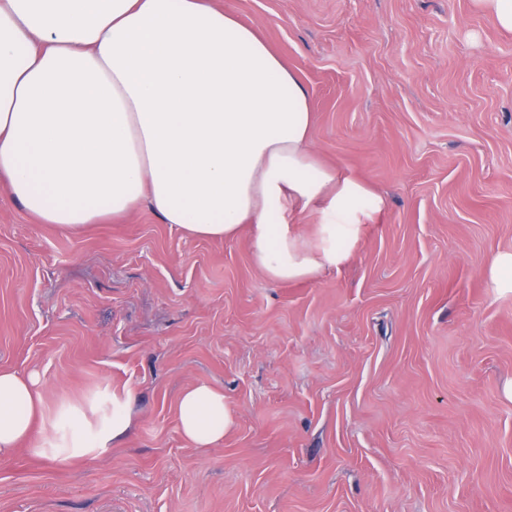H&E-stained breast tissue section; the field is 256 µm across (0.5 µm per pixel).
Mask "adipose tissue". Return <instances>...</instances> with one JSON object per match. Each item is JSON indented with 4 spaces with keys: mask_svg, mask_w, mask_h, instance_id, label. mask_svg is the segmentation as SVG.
Masks as SVG:
<instances>
[{
    "mask_svg": "<svg viewBox=\"0 0 512 512\" xmlns=\"http://www.w3.org/2000/svg\"><path fill=\"white\" fill-rule=\"evenodd\" d=\"M304 86L250 26L211 0H0V183L39 223L77 232L149 206L185 234L252 231L275 281L340 269L385 208L310 150ZM315 207L313 239L287 216ZM179 431L209 448L234 425L222 390L178 398ZM49 447L35 375L0 371V454L57 462L124 438L129 400Z\"/></svg>",
    "mask_w": 512,
    "mask_h": 512,
    "instance_id": "adipose-tissue-1",
    "label": "adipose tissue"
}]
</instances>
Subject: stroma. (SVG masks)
I'll list each match as a JSON object with an SVG mask.
<instances>
[{"instance_id": "1", "label": "stroma", "mask_w": 512, "mask_h": 512, "mask_svg": "<svg viewBox=\"0 0 512 512\" xmlns=\"http://www.w3.org/2000/svg\"><path fill=\"white\" fill-rule=\"evenodd\" d=\"M293 70L313 150L386 200L347 265L274 281L251 232L141 208L80 233L0 185V370L58 424L132 429L70 465L0 457V512H512V33L473 0H216ZM223 391L215 446L187 387ZM493 280L501 288H512V253L500 255L490 269ZM177 415L182 437L195 448H210L234 425L222 390L198 383L178 398Z\"/></svg>"}]
</instances>
